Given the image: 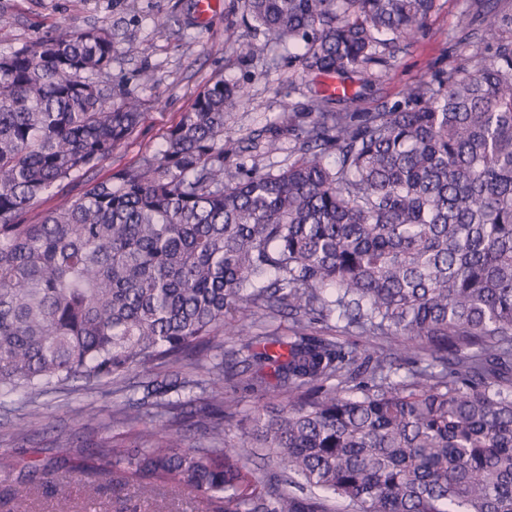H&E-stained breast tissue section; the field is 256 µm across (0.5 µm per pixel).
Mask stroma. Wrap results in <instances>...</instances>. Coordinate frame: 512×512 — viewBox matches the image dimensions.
<instances>
[{"label": "stroma", "mask_w": 512, "mask_h": 512, "mask_svg": "<svg viewBox=\"0 0 512 512\" xmlns=\"http://www.w3.org/2000/svg\"><path fill=\"white\" fill-rule=\"evenodd\" d=\"M194 0H0V54L9 53L54 27L80 30L91 25L111 27L116 51L112 81L144 102L145 118L131 137L103 163L95 181L135 165L141 155L160 148L168 129L187 112L197 95L216 79L240 85L241 105L224 118V169H279L296 154L293 138L269 150L271 125L295 113L307 115L324 89L326 76L305 71L273 36L253 29L245 0H220L207 20H199ZM475 14L474 0H436L424 26L413 39L400 43L385 65L356 72L346 79L363 112H388L404 105L407 87L431 82L435 73L463 63L462 40ZM258 47L249 60L235 52L237 40ZM136 53H128V46ZM145 372L136 371L119 384L96 390H51L29 404L22 394L0 400V453L14 459L18 471L43 468L54 456L58 435L72 438L66 467L55 478L70 483L74 512H131L140 501L136 481L108 488L98 486L94 466L100 460L93 444L98 434L87 414L108 416L128 399L140 398ZM41 421L29 428V413Z\"/></svg>", "instance_id": "1"}]
</instances>
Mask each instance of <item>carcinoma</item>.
Listing matches in <instances>:
<instances>
[{
  "label": "carcinoma",
  "mask_w": 512,
  "mask_h": 512,
  "mask_svg": "<svg viewBox=\"0 0 512 512\" xmlns=\"http://www.w3.org/2000/svg\"><path fill=\"white\" fill-rule=\"evenodd\" d=\"M435 0H246L256 27L299 43L304 68L345 78L410 39ZM477 52L407 89L391 112H333L322 95L299 156L224 172V116L243 100L216 81L165 144L78 194L143 118L112 85L111 30L53 29L0 54V396L34 403L74 380L99 389L137 369L162 398L132 447L88 415L106 466L141 495L195 490L221 512H512V9L484 0ZM336 155L335 162L328 161ZM55 189L63 203L20 218ZM258 309L291 315L292 340L253 335ZM395 347L353 350L311 323L331 317ZM242 384L278 400L228 438L233 402L219 329ZM202 440L184 446L186 420ZM261 458L273 473L258 479ZM39 486L18 474L13 499Z\"/></svg>",
  "instance_id": "1"
}]
</instances>
